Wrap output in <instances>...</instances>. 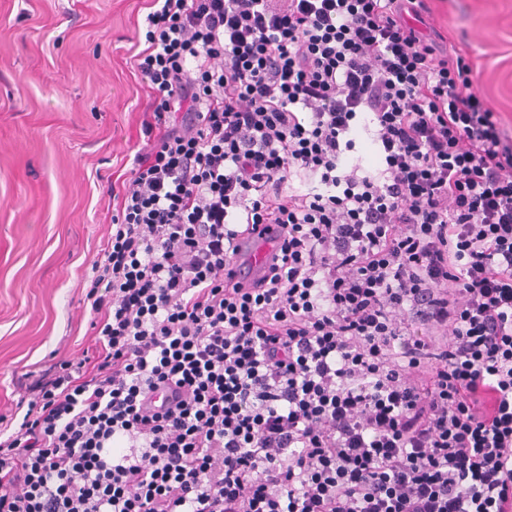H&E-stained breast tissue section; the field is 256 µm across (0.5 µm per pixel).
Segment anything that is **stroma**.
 I'll use <instances>...</instances> for the list:
<instances>
[{"label": "stroma", "instance_id": "stroma-1", "mask_svg": "<svg viewBox=\"0 0 512 512\" xmlns=\"http://www.w3.org/2000/svg\"><path fill=\"white\" fill-rule=\"evenodd\" d=\"M146 0H0V413L28 366L84 357L85 276L152 93L130 49ZM512 132V0H431Z\"/></svg>", "mask_w": 512, "mask_h": 512}]
</instances>
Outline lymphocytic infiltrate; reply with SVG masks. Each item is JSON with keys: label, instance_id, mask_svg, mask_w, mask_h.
Segmentation results:
<instances>
[{"label": "lymphocytic infiltrate", "instance_id": "1", "mask_svg": "<svg viewBox=\"0 0 512 512\" xmlns=\"http://www.w3.org/2000/svg\"><path fill=\"white\" fill-rule=\"evenodd\" d=\"M147 7L91 354L17 376L0 512H512V134L428 0ZM356 140V148L351 153V161L359 162L369 171H376L381 166V157L371 142L370 136L362 127H359L353 136ZM241 241L249 244L248 258L256 269H263L271 258L273 243L245 234Z\"/></svg>", "mask_w": 512, "mask_h": 512}]
</instances>
